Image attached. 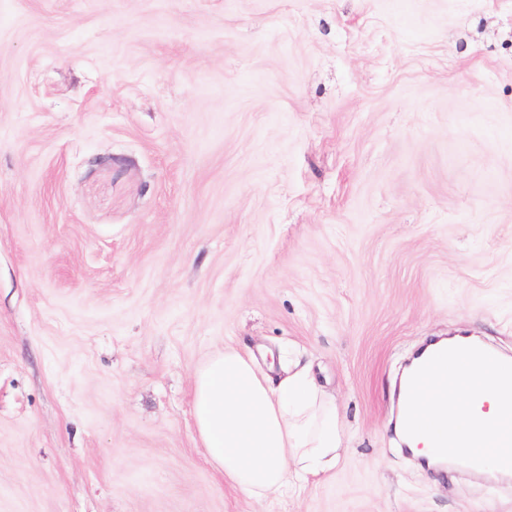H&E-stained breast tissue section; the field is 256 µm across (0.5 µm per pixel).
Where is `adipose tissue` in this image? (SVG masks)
Listing matches in <instances>:
<instances>
[{
	"instance_id": "ef3b65f1",
	"label": "adipose tissue",
	"mask_w": 512,
	"mask_h": 512,
	"mask_svg": "<svg viewBox=\"0 0 512 512\" xmlns=\"http://www.w3.org/2000/svg\"><path fill=\"white\" fill-rule=\"evenodd\" d=\"M271 378L254 358L227 347L196 371L192 414L213 466L232 485L261 499L290 478L326 473L336 465L342 436L336 400L317 384L311 365L289 360ZM503 382L493 365L464 362L454 377L423 390L424 429L397 428L414 456L437 461L436 438L479 451L497 436L506 412Z\"/></svg>"
}]
</instances>
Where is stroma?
<instances>
[{"label":"stroma","instance_id":"1","mask_svg":"<svg viewBox=\"0 0 512 512\" xmlns=\"http://www.w3.org/2000/svg\"><path fill=\"white\" fill-rule=\"evenodd\" d=\"M454 334L512 356V0H0V512H512L394 431ZM227 346L311 365L334 470L225 481ZM447 376V368L443 365V358L436 353H430L423 361L419 374L411 381V386L422 389L426 387L432 380L437 378H445Z\"/></svg>","mask_w":512,"mask_h":512}]
</instances>
